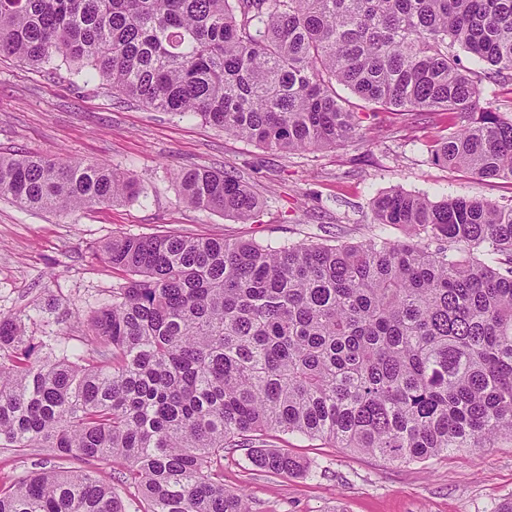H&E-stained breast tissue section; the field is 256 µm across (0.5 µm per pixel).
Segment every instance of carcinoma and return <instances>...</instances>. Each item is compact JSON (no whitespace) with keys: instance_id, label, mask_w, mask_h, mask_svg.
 Here are the masks:
<instances>
[{"instance_id":"obj_1","label":"carcinoma","mask_w":512,"mask_h":512,"mask_svg":"<svg viewBox=\"0 0 512 512\" xmlns=\"http://www.w3.org/2000/svg\"><path fill=\"white\" fill-rule=\"evenodd\" d=\"M0 50L288 153L359 134L340 85L376 112L447 114L433 162L512 180V0H0ZM485 81L508 97L481 105ZM176 180L242 223L260 206L229 172ZM141 193L103 163L0 153V198L24 208ZM373 211L415 240L114 237L102 260L124 282L79 347L0 314V447L81 462L0 485V512H126L127 485L141 512H250L214 463L245 447L301 470L274 433L398 463L512 443V203L393 190Z\"/></svg>"}]
</instances>
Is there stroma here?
I'll return each mask as SVG.
<instances>
[{
  "label": "stroma",
  "instance_id": "1",
  "mask_svg": "<svg viewBox=\"0 0 512 512\" xmlns=\"http://www.w3.org/2000/svg\"><path fill=\"white\" fill-rule=\"evenodd\" d=\"M361 140L302 153L265 149L198 116L161 112L80 75L52 78L0 51V152L79 157L132 173L143 194L68 217L0 199V314L22 315L28 335L59 322L73 336L107 303L118 273L100 261L115 236L179 234L261 244L359 242L376 235L374 200L394 189L428 196L512 201V182L481 179L431 160L439 113L362 109ZM240 175L261 205L247 223L184 204L175 171ZM304 468L274 475L242 448L224 452V486L250 512H495L512 499V444L393 463L297 434L277 435ZM47 448H0V484L56 465Z\"/></svg>",
  "mask_w": 512,
  "mask_h": 512
}]
</instances>
